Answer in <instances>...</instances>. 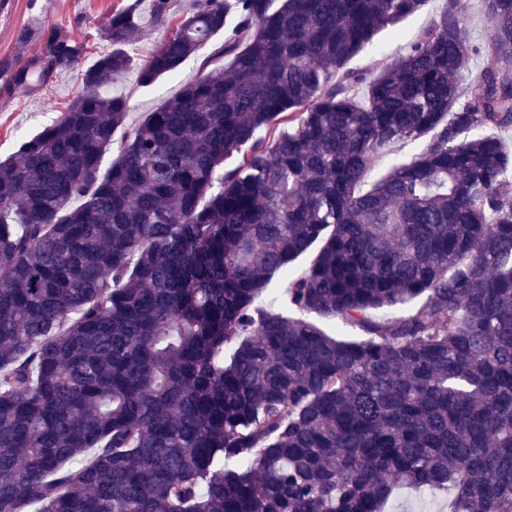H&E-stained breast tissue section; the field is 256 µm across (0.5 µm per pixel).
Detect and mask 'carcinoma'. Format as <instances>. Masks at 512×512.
Wrapping results in <instances>:
<instances>
[{"label":"carcinoma","instance_id":"carcinoma-1","mask_svg":"<svg viewBox=\"0 0 512 512\" xmlns=\"http://www.w3.org/2000/svg\"><path fill=\"white\" fill-rule=\"evenodd\" d=\"M428 2L192 0L139 82L220 32L228 63L132 128L103 88L137 16L105 20L75 101L0 160V512H384L399 486L512 512V0H482L477 73L465 0L344 69ZM84 53L51 31L9 88ZM445 0H431L421 13L408 18L394 28L380 33L370 44L344 66L346 70L361 71L373 66L387 65L407 53L421 30L435 19ZM467 4L470 16L469 38L471 44L481 51L470 59V67L472 71L476 72L484 68L489 62L486 47L490 41V31L482 13L481 0H467Z\"/></svg>","mask_w":512,"mask_h":512}]
</instances>
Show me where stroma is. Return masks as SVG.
Segmentation results:
<instances>
[{
	"label": "stroma",
	"instance_id": "1",
	"mask_svg": "<svg viewBox=\"0 0 512 512\" xmlns=\"http://www.w3.org/2000/svg\"><path fill=\"white\" fill-rule=\"evenodd\" d=\"M135 0H0V72L8 73L14 65L31 56L40 44V32L55 29L79 41H87L91 53L106 51L107 42L99 27L113 9L134 4ZM444 0H431L421 13L396 27L380 33L370 44L350 59L346 67L361 71L389 64L407 53L421 30L435 19ZM167 26L156 24L149 13H141L138 27L128 46L134 66L124 78L108 87V94L129 100L130 122H137L146 112L175 97L183 84L194 78L203 59L215 54L223 36H215L189 58L177 75L165 76L150 86L138 81V67L149 59L167 33ZM80 88V75L71 71L59 76L38 93L0 91V159L12 156L21 137L32 135L52 123Z\"/></svg>",
	"mask_w": 512,
	"mask_h": 512
}]
</instances>
